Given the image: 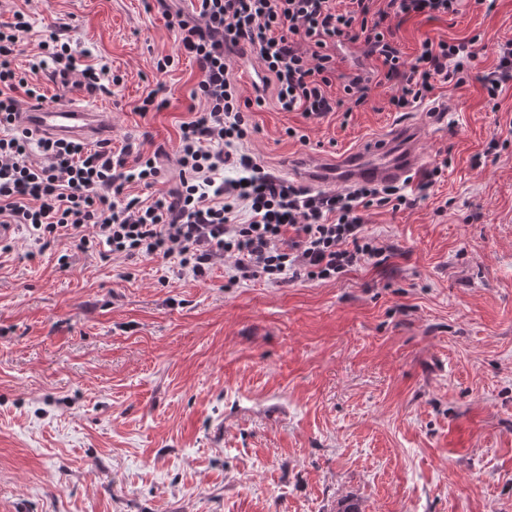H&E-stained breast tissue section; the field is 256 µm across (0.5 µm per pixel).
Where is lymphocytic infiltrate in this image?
Listing matches in <instances>:
<instances>
[{"instance_id": "1", "label": "lymphocytic infiltrate", "mask_w": 512, "mask_h": 512, "mask_svg": "<svg viewBox=\"0 0 512 512\" xmlns=\"http://www.w3.org/2000/svg\"><path fill=\"white\" fill-rule=\"evenodd\" d=\"M196 2L193 14L169 7L165 18L176 54L198 64L190 98L203 108L179 126L175 185L143 199L125 190L159 183L156 156L108 140L36 139L16 128L17 91L41 104L46 96L12 66L30 30L24 13L0 25V127L11 130L0 137V226L46 243L64 236L81 250L97 245L104 258H161L198 280L220 262L233 283L336 280L382 259L388 247L369 232L365 211L397 212L413 206V199L390 184L315 192L265 171L246 149L256 131L250 113L271 97L280 111L319 118L347 103L367 106L382 84L394 89L391 111L406 112L429 99L437 84H465L487 51L480 36L428 39L408 59L394 25L413 16L457 14L460 0ZM347 44L360 45L381 69L338 73L336 50ZM38 48L31 70L49 72L62 84L74 80L95 92L122 81L108 64H78L60 27L47 26ZM236 57L256 64L253 96H242L231 77ZM336 80L343 87L340 99L329 92ZM229 163L239 178H221Z\"/></svg>"}]
</instances>
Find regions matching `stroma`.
Here are the masks:
<instances>
[{"label": "stroma", "instance_id": "1", "mask_svg": "<svg viewBox=\"0 0 512 512\" xmlns=\"http://www.w3.org/2000/svg\"><path fill=\"white\" fill-rule=\"evenodd\" d=\"M18 10L32 29L17 72L57 102L108 108L112 143L161 151L171 181L198 68L157 73L176 43L156 0H0V23ZM50 24L122 83L90 94L31 73ZM476 34L477 79L437 84L412 111H391L383 85L348 114L270 100L251 115V153L285 178L295 158L420 127L422 154L448 168L426 199L407 186L411 208L365 212L392 247L382 265L231 284L220 266L199 281L17 234L0 256V512H512V87L491 105L479 82L512 40V0H464L397 36L410 58ZM155 89L168 108L137 114Z\"/></svg>", "mask_w": 512, "mask_h": 512}]
</instances>
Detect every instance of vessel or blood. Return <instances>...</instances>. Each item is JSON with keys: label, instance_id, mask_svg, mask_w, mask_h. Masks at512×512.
I'll return each mask as SVG.
<instances>
[{"label": "vessel or blood", "instance_id": "obj_1", "mask_svg": "<svg viewBox=\"0 0 512 512\" xmlns=\"http://www.w3.org/2000/svg\"><path fill=\"white\" fill-rule=\"evenodd\" d=\"M20 128L48 137L79 141L106 138L112 130V115L84 102L29 106L17 118ZM418 133L410 126L394 128L387 137L373 139L360 150L324 163L302 157L293 165L294 173L314 185L329 182L352 184H397L424 163L417 148Z\"/></svg>", "mask_w": 512, "mask_h": 512}]
</instances>
